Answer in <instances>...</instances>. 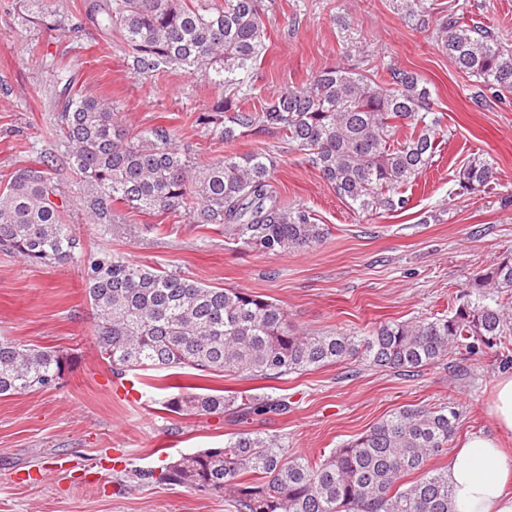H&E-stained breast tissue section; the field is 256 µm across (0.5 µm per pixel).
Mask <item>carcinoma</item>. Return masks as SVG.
<instances>
[{
    "label": "carcinoma",
    "instance_id": "cac0c4a2",
    "mask_svg": "<svg viewBox=\"0 0 512 512\" xmlns=\"http://www.w3.org/2000/svg\"><path fill=\"white\" fill-rule=\"evenodd\" d=\"M424 25L425 0H392ZM22 19L52 15L51 0H24ZM79 26L119 48L143 74L180 70L221 90L257 81L267 52L264 0H83ZM436 37L457 72L473 80L472 104L512 92V49L483 23L448 9ZM418 74L388 68L372 75L332 65L306 87L249 111L218 95L193 120L224 143L246 131L272 133L299 155L352 209L402 210L405 189L433 163L441 117ZM54 127L63 156L89 187L86 208L101 223L119 210L178 213L214 225L224 238L269 254L307 250L329 235L303 206L277 201L276 157L266 151L202 160L175 145V130L156 124L129 133L115 102L78 88L64 69L53 87ZM56 158L40 153L0 190V250L40 264L83 266L95 312L97 348L112 373L172 372L197 379H280L355 359L411 377L462 346L509 349L512 254L479 271L450 315L403 322L368 336L301 333L288 310L263 295L215 288L176 271L139 264L107 249L86 252L67 224L72 201L55 181ZM496 178L479 154L459 170V186L485 192ZM68 359L49 348L0 338V396L49 389ZM162 402L181 416L285 413L288 401L248 390L175 385ZM459 412L402 406L321 459L288 455L278 435L231 433L222 448L181 456L160 472L137 474L188 489L201 486L236 512H451L446 469L429 461L447 447Z\"/></svg>",
    "mask_w": 512,
    "mask_h": 512
}]
</instances>
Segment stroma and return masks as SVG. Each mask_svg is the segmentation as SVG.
Masks as SVG:
<instances>
[{"label": "stroma", "instance_id": "stroma-1", "mask_svg": "<svg viewBox=\"0 0 512 512\" xmlns=\"http://www.w3.org/2000/svg\"><path fill=\"white\" fill-rule=\"evenodd\" d=\"M18 3L0 0V186L39 153L60 151L47 96L59 67L79 75L84 94L116 101L129 131L177 127V145L204 157L277 152L280 203L307 207L330 229L316 248L268 255L183 216L124 212L118 223L94 224L83 207L86 184L62 166L56 178L74 202L70 222L87 248L267 296L303 332L354 335L449 315L477 272L512 253V93L476 108L470 81L441 51L434 28L396 14L390 0H266L263 77L223 91L250 107L301 88L334 64L364 74L383 67L420 74L442 119L434 162L406 209L374 216L352 210L299 155L278 152L274 135L248 132L222 145L195 127V113L216 95L202 77L138 74L121 50L87 32L21 22ZM427 5L440 19L460 7L512 47V0ZM475 153L496 171L493 189L478 195L457 182ZM94 326L81 266L35 264L0 251V337L71 359L56 386L0 397V512H235L224 497L135 473L223 446L227 434L242 431L280 435L293 455H327L407 405L455 403L454 449L471 436L496 434L487 405L498 380L512 373V351L490 349L453 354L410 378L345 362L279 380L208 379L211 387L255 388L290 402L287 413L231 422L163 410L169 392L155 388L150 371L136 374L139 399L126 397L97 352Z\"/></svg>", "mask_w": 512, "mask_h": 512}]
</instances>
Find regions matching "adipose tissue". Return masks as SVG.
<instances>
[{
    "label": "adipose tissue",
    "mask_w": 512,
    "mask_h": 512,
    "mask_svg": "<svg viewBox=\"0 0 512 512\" xmlns=\"http://www.w3.org/2000/svg\"><path fill=\"white\" fill-rule=\"evenodd\" d=\"M489 413L497 436L472 437L448 460L452 512H512V457L499 442L512 436V375L500 378Z\"/></svg>",
    "instance_id": "obj_1"
}]
</instances>
